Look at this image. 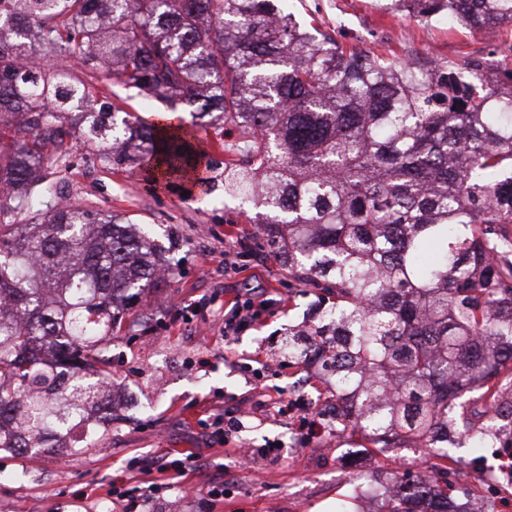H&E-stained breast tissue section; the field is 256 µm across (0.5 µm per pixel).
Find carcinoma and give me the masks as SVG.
Instances as JSON below:
<instances>
[{"label": "carcinoma", "instance_id": "1", "mask_svg": "<svg viewBox=\"0 0 512 512\" xmlns=\"http://www.w3.org/2000/svg\"><path fill=\"white\" fill-rule=\"evenodd\" d=\"M383 8L512 25V0ZM105 81L182 106L224 151V194L321 291L288 359L321 363L336 439L437 459L425 480L352 484L336 512H470L481 482L450 449L512 447V74L478 52L425 66L341 45L278 0H0V451L60 455L89 410L84 440L104 435L106 348L162 278L134 219L46 206L37 174L81 136L106 166L207 182L190 130L133 118Z\"/></svg>", "mask_w": 512, "mask_h": 512}]
</instances>
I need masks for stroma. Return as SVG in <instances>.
<instances>
[{
  "label": "stroma",
  "mask_w": 512,
  "mask_h": 512,
  "mask_svg": "<svg viewBox=\"0 0 512 512\" xmlns=\"http://www.w3.org/2000/svg\"><path fill=\"white\" fill-rule=\"evenodd\" d=\"M380 0H287L303 25L314 24L337 42L403 60L459 62L475 51L512 70V28L480 31L439 20L424 24L384 13ZM43 176L57 196L86 207L125 213L164 251L167 272L157 289L125 315L111 358L117 404L112 430L89 448L64 457L0 453V512H113L105 489L125 475L129 459L163 449H191L200 465L165 496L157 512H195L208 485L224 483L215 512H336L352 483L378 471L423 465L420 449L363 447L325 434L297 443L281 401L300 398L314 408L332 403L316 361H288V335L305 321L314 295L271 260L261 225L248 223L240 200L223 180L193 187H157L123 168L106 169L95 146L76 142L69 168ZM252 251L237 268L224 266V248ZM271 300L256 324L224 337V313L236 298ZM231 404L247 410L241 441L278 447L252 469L241 468L235 445L210 438L199 420Z\"/></svg>",
  "instance_id": "stroma-1"
}]
</instances>
